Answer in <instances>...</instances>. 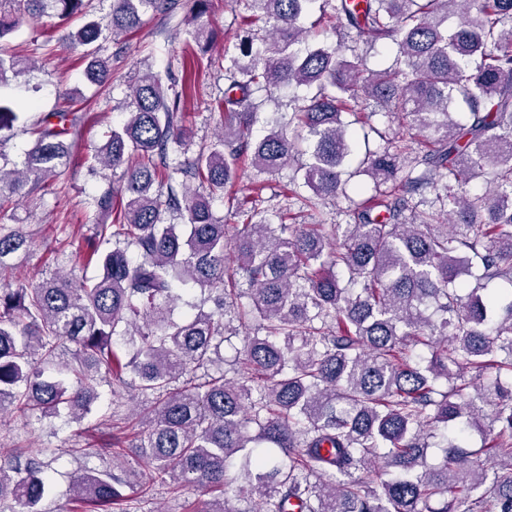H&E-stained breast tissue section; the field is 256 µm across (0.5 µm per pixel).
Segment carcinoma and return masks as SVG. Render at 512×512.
I'll return each instance as SVG.
<instances>
[{
    "instance_id": "1",
    "label": "carcinoma",
    "mask_w": 512,
    "mask_h": 512,
    "mask_svg": "<svg viewBox=\"0 0 512 512\" xmlns=\"http://www.w3.org/2000/svg\"><path fill=\"white\" fill-rule=\"evenodd\" d=\"M188 2L195 59L216 33L208 0ZM316 2L246 0L219 133L172 172L169 150L190 139L180 106L192 74L134 77L128 117L94 155L122 174L94 197L105 221L84 263L0 288V416L83 417L104 381L150 401L135 445L145 469L94 449L102 467L73 475L70 512H115L133 477L210 496L202 512H512V0H336L329 19L351 40L335 45L305 43ZM170 8L112 0L100 19L84 0H0V87L35 68L6 48L26 17L83 16L66 47L102 85L98 42ZM364 35L396 45L388 68L365 66ZM300 87L289 124L307 132V159L289 193L345 197L365 177L379 196L352 202L353 223L331 236L243 201L230 239L217 192L233 201L243 163L268 173L299 152L282 126L253 134L258 93ZM362 96L400 113L426 148L409 157L391 141L351 167L344 116ZM21 108L0 99V132ZM74 121L49 113L20 164L0 168V215L69 164ZM484 176L481 191H458ZM428 189L440 208L419 209ZM28 245L0 230V269ZM178 284L201 299L176 318ZM227 312L246 335L231 379L209 373L230 341ZM47 489L39 457L0 453L1 506L42 512Z\"/></svg>"
}]
</instances>
